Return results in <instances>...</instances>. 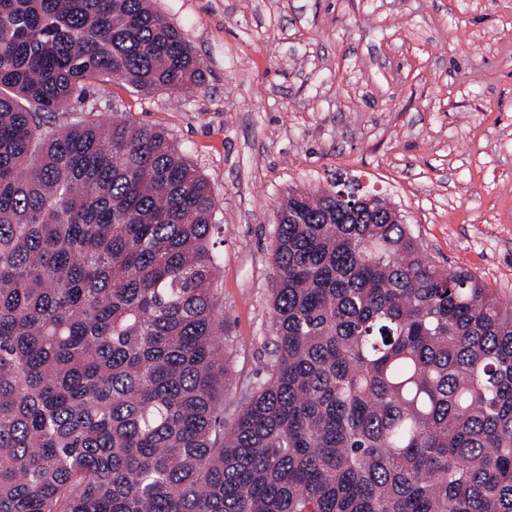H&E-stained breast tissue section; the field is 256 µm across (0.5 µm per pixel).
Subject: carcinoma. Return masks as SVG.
I'll return each mask as SVG.
<instances>
[{
  "mask_svg": "<svg viewBox=\"0 0 512 512\" xmlns=\"http://www.w3.org/2000/svg\"><path fill=\"white\" fill-rule=\"evenodd\" d=\"M202 78L151 0H0V512H512V303L334 184L280 210L226 412L210 184L132 118L42 130Z\"/></svg>",
  "mask_w": 512,
  "mask_h": 512,
  "instance_id": "obj_1",
  "label": "carcinoma"
}]
</instances>
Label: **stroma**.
Segmentation results:
<instances>
[{
  "mask_svg": "<svg viewBox=\"0 0 512 512\" xmlns=\"http://www.w3.org/2000/svg\"><path fill=\"white\" fill-rule=\"evenodd\" d=\"M203 64L196 90L93 83L74 103L164 128L209 182L231 340L225 402L265 377L275 215L358 179L437 264L512 301V0H153Z\"/></svg>",
  "mask_w": 512,
  "mask_h": 512,
  "instance_id": "stroma-1",
  "label": "stroma"
}]
</instances>
